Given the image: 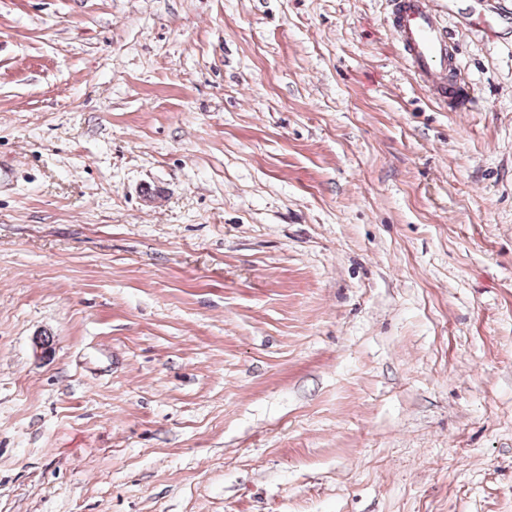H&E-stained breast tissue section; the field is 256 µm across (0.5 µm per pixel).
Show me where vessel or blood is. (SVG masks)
<instances>
[{
	"label": "vessel or blood",
	"instance_id": "vessel-or-blood-1",
	"mask_svg": "<svg viewBox=\"0 0 512 512\" xmlns=\"http://www.w3.org/2000/svg\"><path fill=\"white\" fill-rule=\"evenodd\" d=\"M393 27L409 70L441 100L467 103L468 91L450 66L456 50L422 0H396Z\"/></svg>",
	"mask_w": 512,
	"mask_h": 512
}]
</instances>
